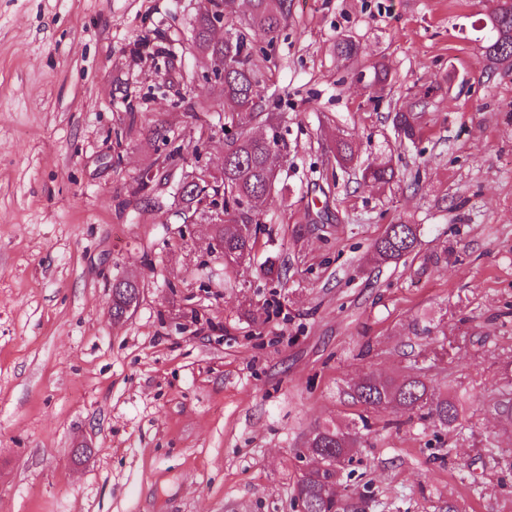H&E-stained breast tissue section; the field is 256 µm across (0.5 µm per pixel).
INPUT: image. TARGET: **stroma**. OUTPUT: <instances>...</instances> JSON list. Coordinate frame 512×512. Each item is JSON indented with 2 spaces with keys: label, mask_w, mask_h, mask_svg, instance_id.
<instances>
[{
  "label": "stroma",
  "mask_w": 512,
  "mask_h": 512,
  "mask_svg": "<svg viewBox=\"0 0 512 512\" xmlns=\"http://www.w3.org/2000/svg\"><path fill=\"white\" fill-rule=\"evenodd\" d=\"M200 4L0 0V512H298L323 425L360 435L355 512H512V68L486 60L487 0H291L265 83L286 189L237 267L175 183L136 193L157 123L222 166L223 113L187 110L219 95L191 80ZM377 62L384 89L354 82ZM411 103L412 143L392 123ZM387 160L394 181L362 179ZM391 224L420 242L375 264ZM367 374L420 377L459 425L365 408ZM124 281V280H123ZM119 281L112 284V319L119 321L130 310L134 304H136L139 296L135 293L134 288H128V285Z\"/></svg>",
  "instance_id": "1"
}]
</instances>
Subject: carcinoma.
<instances>
[{
  "instance_id": "obj_1",
  "label": "carcinoma",
  "mask_w": 512,
  "mask_h": 512,
  "mask_svg": "<svg viewBox=\"0 0 512 512\" xmlns=\"http://www.w3.org/2000/svg\"><path fill=\"white\" fill-rule=\"evenodd\" d=\"M208 7L196 19L195 44L208 65L223 64L224 74L219 110L224 112V166L212 176V183L177 187L181 213L193 220L214 224V241L224 247V262L239 265L250 258L255 244L253 233L243 232L248 225L263 223L259 203L266 194L268 171L274 166V152H283V118L272 110L262 94L267 49L288 26V0H248L250 10L245 22L234 10L235 0H207ZM487 13L485 56L493 65L512 66V0H491ZM224 18V37L213 34V22ZM337 55L355 61L358 44L351 38L336 43ZM416 105L396 112L393 125L397 137L410 142L416 137ZM156 151L164 153L163 163L182 156L169 130L156 125L151 129ZM364 179L388 184L395 177L389 163L364 168ZM418 224H391L374 244V258L381 264L392 263L412 252L419 243ZM138 300L135 289L119 281L112 285V319L125 317ZM354 399L370 408L392 407L403 412L418 411L420 419L434 425L454 428L459 424L457 402L437 395L420 378L403 376L383 378L369 375L353 388ZM356 439L336 427L315 429L308 441V455L317 466L307 470L298 481L295 500L306 512H348L350 505L337 496L344 463L351 460Z\"/></svg>"
}]
</instances>
